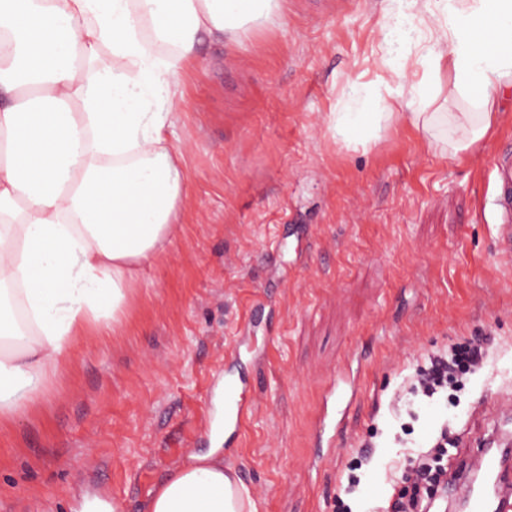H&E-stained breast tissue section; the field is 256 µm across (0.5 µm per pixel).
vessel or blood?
I'll return each mask as SVG.
<instances>
[{
    "mask_svg": "<svg viewBox=\"0 0 512 512\" xmlns=\"http://www.w3.org/2000/svg\"><path fill=\"white\" fill-rule=\"evenodd\" d=\"M499 188L496 206L500 223L497 235L505 253H512V157L498 164ZM345 383L344 378H330L323 394L324 409L316 424L318 434H335L340 423L336 414V395ZM238 387H224V428L241 433L254 413V404L238 397ZM454 503L462 504L465 512H512V449L504 447L488 455L479 468H463L459 479L451 484Z\"/></svg>",
    "mask_w": 512,
    "mask_h": 512,
    "instance_id": "vessel-or-blood-1",
    "label": "vessel or blood"
}]
</instances>
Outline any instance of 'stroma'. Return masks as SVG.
<instances>
[{
  "label": "stroma",
  "mask_w": 512,
  "mask_h": 512,
  "mask_svg": "<svg viewBox=\"0 0 512 512\" xmlns=\"http://www.w3.org/2000/svg\"><path fill=\"white\" fill-rule=\"evenodd\" d=\"M390 0H286L274 25L204 37L173 119L187 159L182 230L144 266L123 331L72 348L45 395L0 424V512H145L151 491L215 435L217 377L248 375L255 412L224 453L260 512H386L409 462L447 433L512 435V255L497 238L494 133L455 155L409 119L368 148L332 128L375 79ZM481 340L482 364L434 398L418 365ZM240 354L224 357L227 344ZM358 378L334 447L320 388Z\"/></svg>",
  "instance_id": "obj_1"
}]
</instances>
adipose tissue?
I'll list each match as a JSON object with an SVG mask.
<instances>
[{"label": "adipose tissue", "mask_w": 512, "mask_h": 512, "mask_svg": "<svg viewBox=\"0 0 512 512\" xmlns=\"http://www.w3.org/2000/svg\"><path fill=\"white\" fill-rule=\"evenodd\" d=\"M283 2L0 0V423L36 403L77 340L121 329L145 261L178 232L176 77L199 63L202 36L237 40L278 21ZM396 3L382 43L413 50L414 62L357 84L337 139L368 146L407 108L431 148L471 149L512 90V0ZM441 96L466 111H434ZM146 512L259 507L215 447L173 469Z\"/></svg>", "instance_id": "obj_1"}]
</instances>
